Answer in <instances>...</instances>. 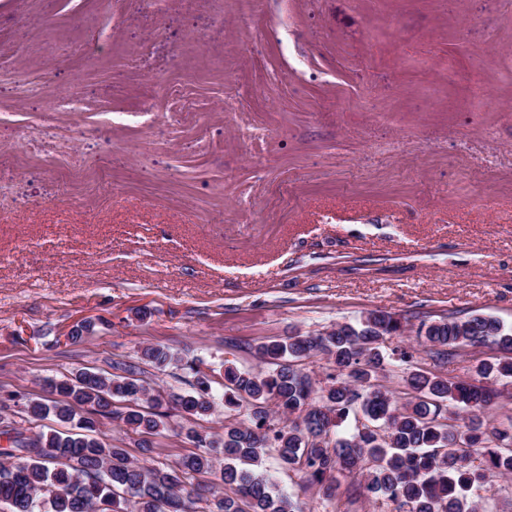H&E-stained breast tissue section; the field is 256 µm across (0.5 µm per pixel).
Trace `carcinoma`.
Masks as SVG:
<instances>
[{"label":"carcinoma","mask_w":512,"mask_h":512,"mask_svg":"<svg viewBox=\"0 0 512 512\" xmlns=\"http://www.w3.org/2000/svg\"><path fill=\"white\" fill-rule=\"evenodd\" d=\"M84 319L67 333L79 342L93 332ZM407 323L400 315L372 310L355 323L319 333L297 334L258 346L265 372L233 367L222 379L192 360L185 368L192 391L174 401L142 378L135 364L116 363L115 373L81 371L66 380L46 377L40 399L26 400L34 420L53 416L70 425L45 433L11 420L0 404V504L9 512H303L292 496L276 489L263 470L266 455L304 481L328 492V477H364L367 492L407 512H479L470 500L493 475H512V418L487 430L484 409L499 397L490 379H512V330L485 315L421 322L417 338L436 365L445 366L467 346L495 345L510 353L482 360L470 380H453L424 370L397 345ZM319 354L334 364L320 383L303 361ZM142 360L163 371L182 363L170 347L143 349ZM399 361L405 365L409 398L401 402L379 377ZM123 405V411L113 404ZM224 405V432L192 428L195 451L167 468H156L102 438L105 419H119L144 436L143 454L153 452L150 437L166 427L169 410L211 417ZM224 455L220 476L217 455Z\"/></svg>","instance_id":"carcinoma-1"}]
</instances>
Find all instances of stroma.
Listing matches in <instances>:
<instances>
[{"instance_id": "35a3bbf8", "label": "stroma", "mask_w": 512, "mask_h": 512, "mask_svg": "<svg viewBox=\"0 0 512 512\" xmlns=\"http://www.w3.org/2000/svg\"><path fill=\"white\" fill-rule=\"evenodd\" d=\"M373 309L512 328V0H0V396L155 344L261 371Z\"/></svg>"}]
</instances>
